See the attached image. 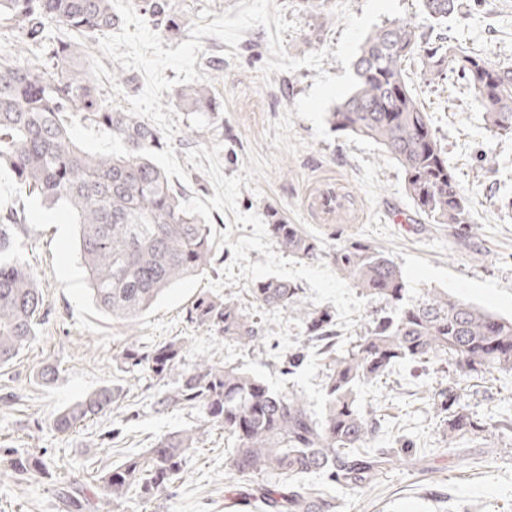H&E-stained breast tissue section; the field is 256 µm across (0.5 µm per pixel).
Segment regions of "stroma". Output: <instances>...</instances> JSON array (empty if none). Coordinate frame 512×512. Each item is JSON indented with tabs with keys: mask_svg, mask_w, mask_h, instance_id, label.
Here are the masks:
<instances>
[{
	"mask_svg": "<svg viewBox=\"0 0 512 512\" xmlns=\"http://www.w3.org/2000/svg\"><path fill=\"white\" fill-rule=\"evenodd\" d=\"M275 2L285 20L296 24L283 34L288 55L326 51L322 68L274 72L262 82L269 46L259 26L245 31L233 58L226 43L203 37L196 72L208 75L219 67L224 73L213 84L220 104L214 116L188 114L171 92H162L163 111L178 125L175 156L188 175L171 183L211 224L215 260L210 270L181 281L133 323L112 320L94 305L69 212L44 208L19 191L9 173L0 174V214L23 213L15 236L45 299L36 339L0 368V453L30 452L51 464L45 478L0 470V512H68L63 493L80 489L93 495L98 477L113 463L189 427L197 430V444L176 486L148 502L123 499L111 512H254L247 478L227 465L232 441L223 429L201 425L197 409L163 406L159 400L176 389L182 372L209 359L237 365L272 388H294L317 413L325 356L306 348L302 368L283 374L282 361L303 346L300 314L258 310L264 336L243 350L188 322L187 308L202 293L246 306L254 281L287 280L303 288L309 306L334 311L340 344L364 331L372 309L329 260L304 262L281 252L267 232L271 213L302 225L328 250L354 240L384 250L400 265L411 297L435 289L512 318V137L489 131L462 81L451 77L431 84L419 62L407 63L409 82L473 218L461 235L430 223L409 196L402 169L378 144L334 127L329 139H315L312 123L296 115V102L309 93L319 71L344 72L332 54L346 28L333 14L337 0ZM398 3L405 9L403 22L420 32L435 31L492 62L512 65V0H483L438 25L427 19L422 0ZM177 339L184 343L182 357L166 377L126 372L114 363L126 348L147 351ZM47 364L58 367L57 381L38 379ZM113 385L123 393L110 409L71 432L53 429L59 409ZM441 385L456 387L477 421L512 417L511 374L460 380L432 363H397L361 387L358 401L381 423L373 447L389 448L403 437L413 442L421 462L383 470L368 487L337 493V501L350 502V512H448L457 505L470 512H512V437L490 441L477 434L457 453H442L443 426L430 410V397Z\"/></svg>",
	"mask_w": 512,
	"mask_h": 512,
	"instance_id": "1",
	"label": "stroma"
}]
</instances>
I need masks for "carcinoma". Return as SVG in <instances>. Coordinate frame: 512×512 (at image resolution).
<instances>
[{
    "instance_id": "obj_1",
    "label": "carcinoma",
    "mask_w": 512,
    "mask_h": 512,
    "mask_svg": "<svg viewBox=\"0 0 512 512\" xmlns=\"http://www.w3.org/2000/svg\"><path fill=\"white\" fill-rule=\"evenodd\" d=\"M167 39L186 22L171 0H133ZM424 12L441 22L459 12L460 0H423ZM119 22L112 0H0V35L15 41L0 49V167L20 188L45 205L66 208L78 226V246L92 300L115 319L133 322L178 281L203 274L215 258L211 225L189 209L164 171L142 149L166 145L148 122L112 106L83 64L85 48ZM74 32L78 40L55 39L50 31ZM419 56L427 80L454 73L498 136H512V67L495 64L444 37L423 45L416 27L383 26L363 42L355 61L359 86L330 113V122L381 145L401 166L406 189L433 224L464 230L472 224L467 199L448 169L428 113L414 93L405 61ZM186 112L219 108L210 82L175 91ZM89 121L121 136L134 155H91L69 137L71 118ZM14 213L0 215V366L10 363L37 336L44 300L36 276L19 256ZM267 231L276 247L295 258H330L336 270L368 299L392 309L371 312L366 330L347 349L334 342V313L311 308L300 286L262 279L251 288L258 308L301 314L306 343H322L332 355L324 380L321 416L294 391L274 389L230 363L202 361L181 374L162 403L196 408L203 422L233 439L229 466L241 477L272 471L279 482L252 486L257 512H336L300 477L317 473L324 481L355 492L370 485L393 462L392 451L371 448L380 423L356 402L354 388L382 376L403 361L444 363L458 376L472 372L512 373V319L499 317L461 298L428 291L406 298L402 271L389 255L360 241L328 252L299 224L271 215ZM188 321L243 348L262 335L255 316L234 300L196 298ZM183 342L170 341L147 352L127 350L116 364L163 378L177 369ZM118 386H104L55 413L54 430L65 433L117 402ZM432 412L444 426L445 447L453 451L469 436L512 432V422L481 427L452 389L435 391ZM196 444V430L159 437L143 454L131 455L98 478L93 498L69 497L73 512H111L114 502L136 495L149 500L181 479L183 461ZM15 472L49 476V464L35 454H10Z\"/></svg>"
}]
</instances>
